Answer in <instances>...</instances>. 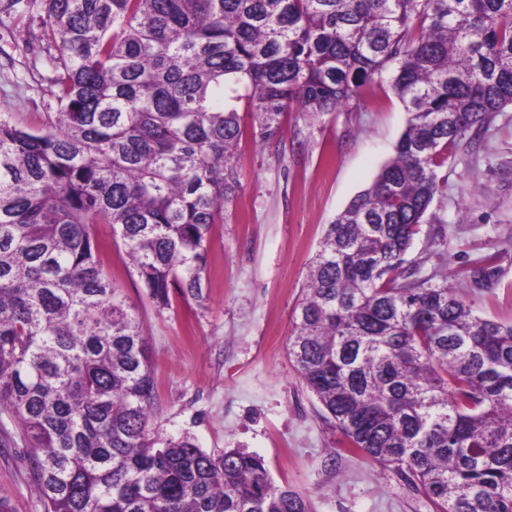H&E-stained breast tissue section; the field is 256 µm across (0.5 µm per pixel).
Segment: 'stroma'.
Masks as SVG:
<instances>
[{
  "label": "stroma",
  "mask_w": 512,
  "mask_h": 512,
  "mask_svg": "<svg viewBox=\"0 0 512 512\" xmlns=\"http://www.w3.org/2000/svg\"><path fill=\"white\" fill-rule=\"evenodd\" d=\"M43 0H0V115L36 127L57 103L44 35ZM407 113L388 86L371 85L360 108L286 115L280 140L242 147L239 184L213 228L203 301L176 298L158 310L128 276L112 227L99 224L106 263L150 346L157 382L154 431L187 435L212 455L243 448L262 456L278 484L311 495L315 512H434L391 470L348 452L341 434L288 361L293 328L324 232L394 154ZM448 185L432 209L441 237L417 238L423 275L455 288L479 314L512 322V107L474 143H461L445 168ZM501 251L499 282L476 288L456 267ZM7 415L0 435V498L14 512H44L25 444Z\"/></svg>",
  "instance_id": "obj_1"
}]
</instances>
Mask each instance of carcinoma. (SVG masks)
Segmentation results:
<instances>
[{
    "instance_id": "cac0c4a2",
    "label": "carcinoma",
    "mask_w": 512,
    "mask_h": 512,
    "mask_svg": "<svg viewBox=\"0 0 512 512\" xmlns=\"http://www.w3.org/2000/svg\"><path fill=\"white\" fill-rule=\"evenodd\" d=\"M57 112L0 117V414L45 512H313L243 448L153 431L156 381L94 225L158 310L204 299L214 225L249 140L292 108L408 114L328 225L288 359L344 445L434 512H512V322L409 258L435 239L451 151L512 107V0H46ZM500 253L457 275L492 283Z\"/></svg>"
}]
</instances>
